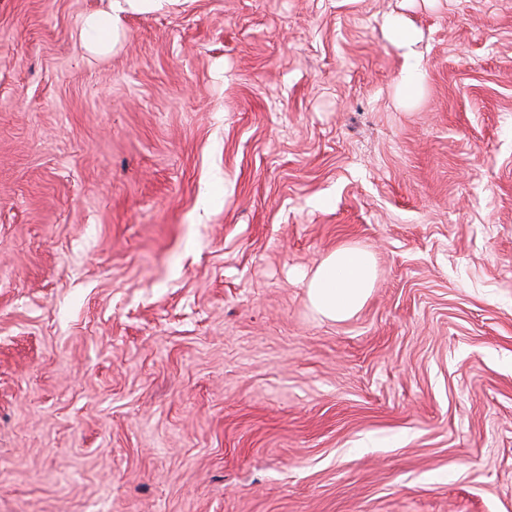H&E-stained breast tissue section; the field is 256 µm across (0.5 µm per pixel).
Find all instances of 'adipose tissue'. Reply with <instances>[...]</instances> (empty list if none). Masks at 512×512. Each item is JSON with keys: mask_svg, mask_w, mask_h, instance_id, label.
I'll use <instances>...</instances> for the list:
<instances>
[{"mask_svg": "<svg viewBox=\"0 0 512 512\" xmlns=\"http://www.w3.org/2000/svg\"><path fill=\"white\" fill-rule=\"evenodd\" d=\"M160 0H112L111 13L90 17L82 31L90 48L106 51L120 30V21L129 12H143ZM375 269L370 252L341 246L325 256L307 284L311 307L322 317L342 321L359 311L373 287Z\"/></svg>", "mask_w": 512, "mask_h": 512, "instance_id": "ef3b65f1", "label": "adipose tissue"}]
</instances>
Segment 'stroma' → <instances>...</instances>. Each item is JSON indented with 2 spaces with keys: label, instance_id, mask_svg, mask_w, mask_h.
Here are the masks:
<instances>
[{
  "label": "stroma",
  "instance_id": "obj_1",
  "mask_svg": "<svg viewBox=\"0 0 512 512\" xmlns=\"http://www.w3.org/2000/svg\"><path fill=\"white\" fill-rule=\"evenodd\" d=\"M109 9L0 0V512H512V0ZM162 0H113L112 12L106 15L90 17L82 31L83 42L95 51H106L114 37L119 34L120 21L124 14L129 12H143L160 4ZM375 269L370 252L340 246L325 256L307 284L311 307L322 317L342 321L359 311L373 287Z\"/></svg>",
  "mask_w": 512,
  "mask_h": 512
}]
</instances>
